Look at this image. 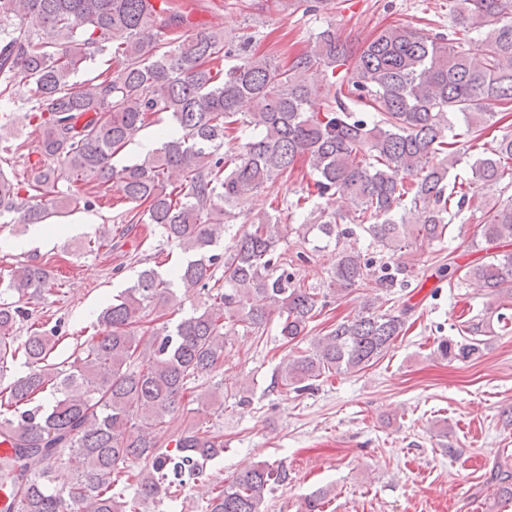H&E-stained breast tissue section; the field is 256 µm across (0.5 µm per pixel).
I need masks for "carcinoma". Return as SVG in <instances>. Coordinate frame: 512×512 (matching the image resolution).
<instances>
[{"instance_id":"1","label":"carcinoma","mask_w":512,"mask_h":512,"mask_svg":"<svg viewBox=\"0 0 512 512\" xmlns=\"http://www.w3.org/2000/svg\"><path fill=\"white\" fill-rule=\"evenodd\" d=\"M453 2L454 25L477 36L392 25L356 52L326 29L282 66L253 50L251 27L226 41L172 0H0V97L16 80L35 85L28 117L41 131L22 173L9 178L0 168V214L40 224L95 206L79 184L115 181L132 204L125 223L157 225L182 254L167 274L147 267L112 296L101 332L58 363L49 362L55 341L44 330L16 343L26 312L4 299L53 285L47 263L33 257L0 272V512H140L199 474L224 452V435L204 422L175 429L173 417L202 378L210 384L196 401L224 396L232 329L258 334L274 322L293 342L328 296L377 288L357 315L278 366L271 390L295 393L372 366L405 334L412 306L385 304L407 284L410 245L444 239L471 190L512 188L511 134L477 154L471 178L448 181L460 161L451 118L476 142L512 109V0ZM151 28L152 42L144 40ZM99 55L108 57L105 70L70 81ZM316 98L323 108L311 111ZM163 113L171 128L160 146L115 169L112 156ZM300 159L313 186L268 211L265 184L292 176ZM62 170L73 187L66 193L55 189ZM336 194L347 209L321 203ZM255 209L258 222L224 255L213 253L226 227ZM293 213L314 223H286ZM358 229L378 265L342 243ZM479 229L494 252L465 265L461 280L511 300L512 195L492 204ZM313 230L336 245V264L318 285L289 271L309 256L279 251L288 234L305 239ZM179 286L201 304L172 328L139 333L160 320L158 309L183 305ZM495 323L508 330L512 314L497 308L470 318L466 342L445 341L438 351L468 359ZM18 362L28 373L15 378ZM61 463L72 480L57 488L50 476ZM288 479L283 463L258 462L216 490L204 512H265L267 493ZM326 495L305 497L299 512H324Z\"/></svg>"}]
</instances>
